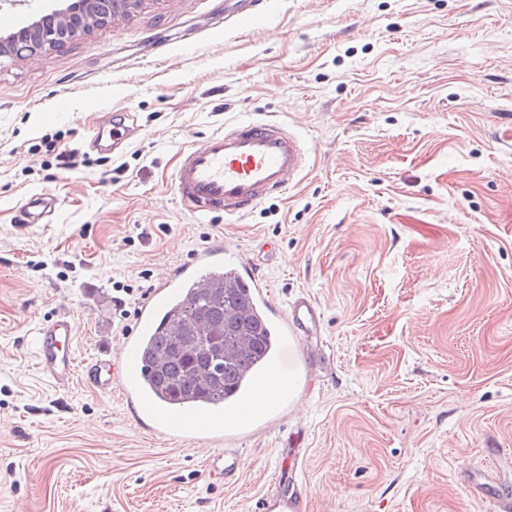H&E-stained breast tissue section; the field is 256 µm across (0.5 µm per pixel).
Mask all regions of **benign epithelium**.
Listing matches in <instances>:
<instances>
[{"instance_id":"obj_1","label":"benign epithelium","mask_w":512,"mask_h":512,"mask_svg":"<svg viewBox=\"0 0 512 512\" xmlns=\"http://www.w3.org/2000/svg\"><path fill=\"white\" fill-rule=\"evenodd\" d=\"M137 0H66L65 6L0 37V59H32L47 50L63 51L77 37L105 24Z\"/></svg>"}]
</instances>
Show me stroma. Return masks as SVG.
<instances>
[{
    "mask_svg": "<svg viewBox=\"0 0 512 512\" xmlns=\"http://www.w3.org/2000/svg\"><path fill=\"white\" fill-rule=\"evenodd\" d=\"M141 0L62 52L0 61V512H245L285 447L308 512H494L512 499V0ZM129 112L109 152L112 115ZM302 137L309 166L242 217L189 214L176 154L224 123ZM75 164L59 165V153ZM48 224H21L33 193ZM237 241L272 301L322 312L275 431L153 434L120 391L41 377L59 309L78 357L127 335L162 272ZM242 2L239 10L231 17V21L239 28H245L251 24L259 12L269 11L270 0H236ZM56 207V199L50 194H34L24 206L22 221L25 224H48L55 213ZM206 472L212 480L223 481L226 485L235 483L238 480L236 450L234 448H224V453L220 452L209 459Z\"/></svg>",
    "mask_w": 512,
    "mask_h": 512,
    "instance_id": "1",
    "label": "stroma"
}]
</instances>
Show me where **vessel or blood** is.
Here are the masks:
<instances>
[{"label": "vessel or blood", "instance_id": "vessel-or-blood-1", "mask_svg": "<svg viewBox=\"0 0 512 512\" xmlns=\"http://www.w3.org/2000/svg\"><path fill=\"white\" fill-rule=\"evenodd\" d=\"M271 0H241L233 23L251 24L258 13L269 11ZM308 156L301 137L273 120H238L209 134L203 141L180 151L175 186L183 208L206 217L214 213L241 216L270 195L282 192L306 170ZM57 207L47 193L32 195L24 206L27 224L49 223ZM241 289L250 304L267 313L278 335L295 342L316 336L321 320L318 306L301 296L286 310L273 311L269 289L254 263L233 240L197 250L190 260L166 273L157 287L139 303L135 337H124L114 350L78 362L74 340L76 326L68 312L43 323L35 338V361L40 373L57 386L83 377L93 389L108 392L119 388L128 398L144 399L145 411L155 412L159 429L181 439L208 440L224 434L226 406H239L241 414L287 408L300 393L297 383L283 375L275 360H268L250 376L240 394L229 395L227 405L207 407L181 404L169 410L154 400L151 385L141 369L143 346L158 331L185 287H205L216 272ZM226 449L210 459L209 478L224 484L238 479L236 436L224 435ZM299 485L289 481L287 467H278L267 490L255 497L249 512H306Z\"/></svg>", "mask_w": 512, "mask_h": 512}]
</instances>
